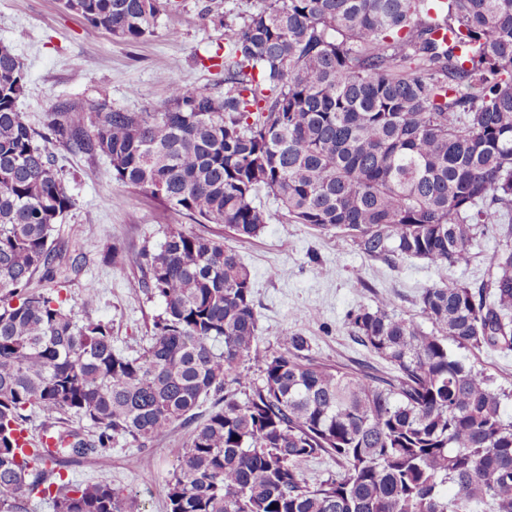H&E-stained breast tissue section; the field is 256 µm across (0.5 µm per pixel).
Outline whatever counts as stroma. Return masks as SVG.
Returning a JSON list of instances; mask_svg holds the SVG:
<instances>
[{
  "mask_svg": "<svg viewBox=\"0 0 512 512\" xmlns=\"http://www.w3.org/2000/svg\"><path fill=\"white\" fill-rule=\"evenodd\" d=\"M255 0H172L162 11L154 36L129 44L105 31L88 33L85 20L67 11L61 0H0V44L10 46L26 69V88L18 107L33 126H41L59 100L91 108L106 100L130 112H158L168 100V81L208 88L223 96V77L210 56L224 50V27L241 23ZM56 163L75 200L63 225L79 228L80 272L63 282H34V289L59 293L80 319L107 325L116 350H142L163 303L142 285L139 256L159 247L169 226L207 236H223L253 273L258 333L274 342L283 332L307 336L313 357L349 366L366 363L381 372L391 366L361 346L348 326L351 312L375 306L386 297L393 311L421 319L418 297L444 274L479 285L488 277L499 246L495 233L479 236L469 265L443 272L421 259L390 264L363 255L347 238L286 223L279 203L266 193L256 202L271 219L263 231L242 242L214 224H197L166 208L149 194L125 188L112 178L105 158L74 154L53 146ZM126 261L113 267V247ZM369 288L359 291L356 280ZM94 284L99 299L85 307L83 293ZM314 319H306L308 310ZM189 430L173 427L156 441L138 446L113 437L100 456L70 465L77 481L107 482L132 501L134 512H166V489Z\"/></svg>",
  "mask_w": 512,
  "mask_h": 512,
  "instance_id": "stroma-1",
  "label": "stroma"
}]
</instances>
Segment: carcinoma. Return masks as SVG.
Returning a JSON list of instances; mask_svg holds the SVG:
<instances>
[{
    "instance_id": "carcinoma-1",
    "label": "carcinoma",
    "mask_w": 512,
    "mask_h": 512,
    "mask_svg": "<svg viewBox=\"0 0 512 512\" xmlns=\"http://www.w3.org/2000/svg\"><path fill=\"white\" fill-rule=\"evenodd\" d=\"M63 6L137 43L163 0ZM224 41L222 98L170 81L161 112L65 100L41 130L17 105L24 63L0 46V512L39 493L54 512H130L107 483L60 474L51 492L46 467L98 456L115 435L143 447L211 397L167 512H512V390L448 349L512 348V0H256ZM40 139L106 158L121 185L240 240L269 223L262 190L288 222L387 263L467 265L479 230L507 228L479 287L448 275L423 289L431 329L387 300L351 314L389 375L319 361L299 332L262 344L238 252L171 228L141 253L164 309L129 355L107 325L31 288L80 270L53 239L75 199ZM32 412H71L96 437L62 426L55 447L26 451ZM324 455L341 471L309 482L301 464Z\"/></svg>"
}]
</instances>
